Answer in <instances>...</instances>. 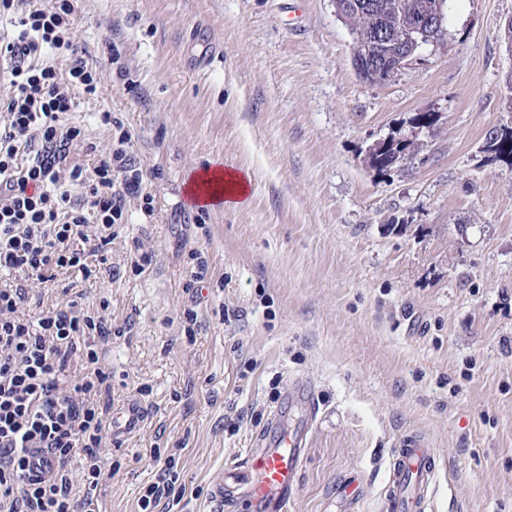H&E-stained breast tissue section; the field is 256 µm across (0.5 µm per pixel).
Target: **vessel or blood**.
<instances>
[{
	"mask_svg": "<svg viewBox=\"0 0 512 512\" xmlns=\"http://www.w3.org/2000/svg\"><path fill=\"white\" fill-rule=\"evenodd\" d=\"M288 402L301 410L296 424L289 430L283 428L282 408L271 411L256 447L244 458L227 463L213 485L211 499L217 512L240 502L247 504L250 512H288L290 494L300 480L307 434L318 416L313 383L297 381ZM147 417L148 409L140 400H128L111 415L113 436L120 439L136 433ZM437 473L436 449L419 435L404 436L389 468L387 512H427Z\"/></svg>",
	"mask_w": 512,
	"mask_h": 512,
	"instance_id": "b4317fda",
	"label": "vessel or blood"
}]
</instances>
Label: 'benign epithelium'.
Here are the masks:
<instances>
[{"label": "benign epithelium", "mask_w": 512, "mask_h": 512, "mask_svg": "<svg viewBox=\"0 0 512 512\" xmlns=\"http://www.w3.org/2000/svg\"><path fill=\"white\" fill-rule=\"evenodd\" d=\"M445 0H418L413 5L412 25L400 31L396 40H391L383 28L369 33L353 35L356 43H366L368 48L354 57L355 68L360 77L377 83L380 78V61H395L394 68L401 69L423 45L439 40L446 31Z\"/></svg>", "instance_id": "benign-epithelium-1"}]
</instances>
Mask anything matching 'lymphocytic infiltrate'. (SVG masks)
<instances>
[{"label":"lymphocytic infiltrate","instance_id":"1","mask_svg":"<svg viewBox=\"0 0 512 512\" xmlns=\"http://www.w3.org/2000/svg\"><path fill=\"white\" fill-rule=\"evenodd\" d=\"M78 3L0 0L14 27L0 39V58L13 64L0 99V512H94L93 493L109 475L101 449L112 438V374L102 365L109 303L74 291L33 312L25 305L58 271L86 282L110 269L130 202L154 212L130 134L93 166L69 159L86 134L65 117L76 93L95 94L101 82L83 62L63 74L48 59L71 47ZM34 448L57 469L35 473Z\"/></svg>","mask_w":512,"mask_h":512}]
</instances>
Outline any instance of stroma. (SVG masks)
Listing matches in <instances>:
<instances>
[{"mask_svg": "<svg viewBox=\"0 0 512 512\" xmlns=\"http://www.w3.org/2000/svg\"><path fill=\"white\" fill-rule=\"evenodd\" d=\"M81 0L72 51L99 69L68 121L91 163L120 130L150 176L152 215L130 206L112 244L104 367L112 405L149 408L103 450L97 512H138L158 467L179 475L166 512H213L227 460L255 445L289 384H316L288 512H385L400 439L439 457L429 512H512V161L487 151L512 127V0H447L445 35L388 81L363 82L332 0ZM219 54L194 60L190 32ZM111 112L116 125L99 124ZM431 114L430 128L413 122ZM415 149L381 172L368 149ZM251 177L249 202L199 212L183 194L213 164ZM154 259L125 265L133 243ZM207 286L185 288L192 252ZM198 315L189 328L184 310Z\"/></svg>", "mask_w": 512, "mask_h": 512, "instance_id": "obj_1", "label": "stroma"}]
</instances>
